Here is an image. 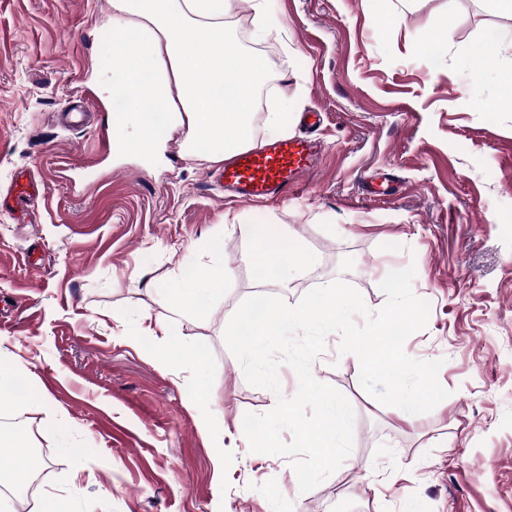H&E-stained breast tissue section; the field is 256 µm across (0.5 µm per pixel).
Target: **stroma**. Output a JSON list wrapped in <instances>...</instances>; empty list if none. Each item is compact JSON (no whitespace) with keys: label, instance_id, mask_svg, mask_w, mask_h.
<instances>
[{"label":"stroma","instance_id":"stroma-1","mask_svg":"<svg viewBox=\"0 0 512 512\" xmlns=\"http://www.w3.org/2000/svg\"><path fill=\"white\" fill-rule=\"evenodd\" d=\"M268 8L286 33L262 43L248 0L224 19L230 44L266 63L253 142L269 138L265 117L285 98L293 114L321 113L324 151L290 199L246 203L212 183L214 164L188 156V129L148 153L106 149L105 137L134 132L114 128L106 104L112 0H0V192L22 168L43 185L20 202L23 218L0 212V350L27 383L25 409L0 412V429L21 419L35 431L33 499L62 495L72 512H512V110L491 106L496 60L479 83L462 62L512 19L487 0ZM445 33L446 55L418 52ZM69 106L85 112L82 126L67 123ZM251 224L293 231L303 261L269 290L291 305L339 280L375 311L387 272L414 267L430 314L404 350L442 360L450 392L403 420L328 336L312 374L351 404L354 445L304 493L286 458L232 445L246 413L298 390L286 364L279 392L250 385L225 343L259 291ZM190 264L230 271L202 314L171 303ZM142 326L166 334L136 341ZM194 381L214 394L210 410L192 403ZM206 415L224 423V453L200 430Z\"/></svg>","mask_w":512,"mask_h":512}]
</instances>
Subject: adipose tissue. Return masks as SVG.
<instances>
[{
    "mask_svg": "<svg viewBox=\"0 0 512 512\" xmlns=\"http://www.w3.org/2000/svg\"><path fill=\"white\" fill-rule=\"evenodd\" d=\"M232 7L233 0H112L113 124L130 120L139 131L121 148L150 151L182 123L192 137L190 155L205 162H223L229 152L251 145L255 90L265 65L226 41L224 19ZM251 234L265 255L263 283L286 286L289 226L255 224ZM226 275L223 269L186 266L173 305L188 298L206 311Z\"/></svg>",
    "mask_w": 512,
    "mask_h": 512,
    "instance_id": "obj_1",
    "label": "adipose tissue"
}]
</instances>
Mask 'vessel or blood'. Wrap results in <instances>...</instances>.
Masks as SVG:
<instances>
[{
    "mask_svg": "<svg viewBox=\"0 0 512 512\" xmlns=\"http://www.w3.org/2000/svg\"><path fill=\"white\" fill-rule=\"evenodd\" d=\"M318 153L316 140L308 134L239 149L225 160L217 180L242 202L285 197L296 191L301 178L313 168Z\"/></svg>",
    "mask_w": 512,
    "mask_h": 512,
    "instance_id": "1",
    "label": "vessel or blood"
}]
</instances>
